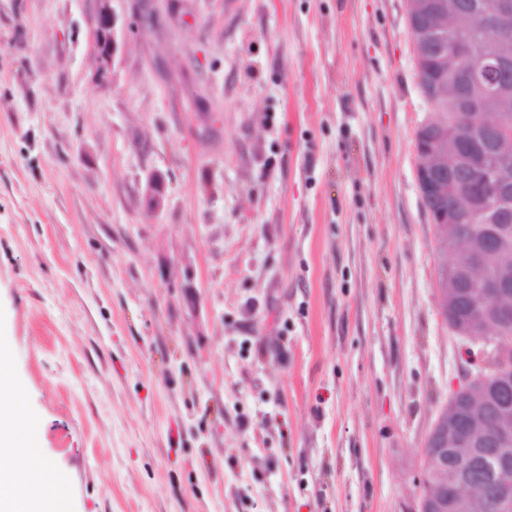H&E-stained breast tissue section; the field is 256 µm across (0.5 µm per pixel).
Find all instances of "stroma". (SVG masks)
Masks as SVG:
<instances>
[{
	"label": "stroma",
	"instance_id": "obj_1",
	"mask_svg": "<svg viewBox=\"0 0 512 512\" xmlns=\"http://www.w3.org/2000/svg\"><path fill=\"white\" fill-rule=\"evenodd\" d=\"M0 0V345L66 512H411L446 326L405 0ZM163 205L148 211V179ZM114 27L115 14L112 9V0H96L92 50L98 61L99 72L108 76L112 73V65L118 52Z\"/></svg>",
	"mask_w": 512,
	"mask_h": 512
}]
</instances>
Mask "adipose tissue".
Masks as SVG:
<instances>
[{"label": "adipose tissue", "mask_w": 512, "mask_h": 512, "mask_svg": "<svg viewBox=\"0 0 512 512\" xmlns=\"http://www.w3.org/2000/svg\"><path fill=\"white\" fill-rule=\"evenodd\" d=\"M7 379V354L0 347V512H63L66 485L44 464L38 426Z\"/></svg>", "instance_id": "adipose-tissue-1"}]
</instances>
